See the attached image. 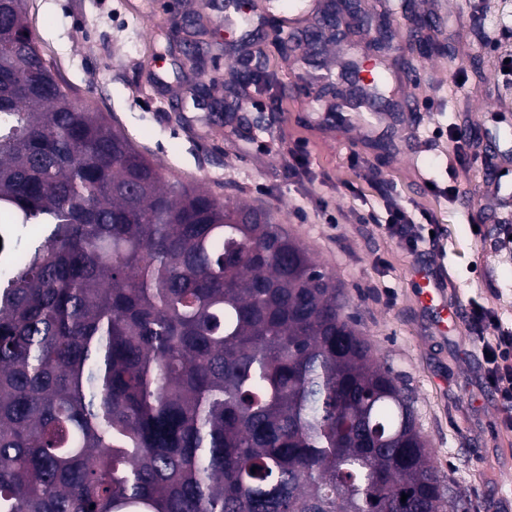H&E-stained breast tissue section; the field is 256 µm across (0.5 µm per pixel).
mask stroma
I'll return each instance as SVG.
<instances>
[{
    "instance_id": "35a3bbf8",
    "label": "stroma",
    "mask_w": 512,
    "mask_h": 512,
    "mask_svg": "<svg viewBox=\"0 0 512 512\" xmlns=\"http://www.w3.org/2000/svg\"><path fill=\"white\" fill-rule=\"evenodd\" d=\"M32 30L73 85L77 101L111 114L135 146L166 173L225 199L271 209L351 299V311L414 399L418 426L458 512H512V432L482 382L484 361L468 322L447 335L429 330L415 272L445 268L448 298L478 302L512 323V0H415L434 17L444 54L397 42L390 74L394 108L374 121L328 111L343 92L347 56L324 44L317 66L308 45L292 47L287 26L315 24L279 0H252L249 17L224 0H27ZM275 83L246 88L251 125L219 110L237 85L229 52L245 30ZM418 102L411 111L407 100ZM475 131L479 162L459 165L450 130ZM428 167L439 189L418 177ZM500 199L477 197L490 170ZM455 194H447V187ZM433 227L437 245L419 254L377 224L387 206Z\"/></svg>"
}]
</instances>
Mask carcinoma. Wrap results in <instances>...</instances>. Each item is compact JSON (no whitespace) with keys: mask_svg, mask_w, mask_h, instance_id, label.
I'll return each instance as SVG.
<instances>
[{"mask_svg":"<svg viewBox=\"0 0 512 512\" xmlns=\"http://www.w3.org/2000/svg\"><path fill=\"white\" fill-rule=\"evenodd\" d=\"M0 19V212L41 228L0 270V512L455 507L336 280L77 104L27 0Z\"/></svg>","mask_w":512,"mask_h":512,"instance_id":"carcinoma-1","label":"carcinoma"}]
</instances>
